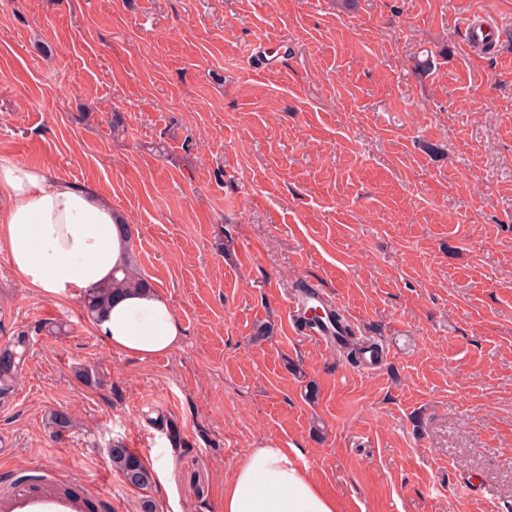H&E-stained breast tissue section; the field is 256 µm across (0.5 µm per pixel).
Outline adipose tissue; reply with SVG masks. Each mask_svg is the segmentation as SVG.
Listing matches in <instances>:
<instances>
[{
    "instance_id": "obj_1",
    "label": "adipose tissue",
    "mask_w": 512,
    "mask_h": 512,
    "mask_svg": "<svg viewBox=\"0 0 512 512\" xmlns=\"http://www.w3.org/2000/svg\"><path fill=\"white\" fill-rule=\"evenodd\" d=\"M8 212L0 244L20 280L49 297L76 298L107 283L130 240L120 212L93 183L45 166L0 160ZM113 349L142 361L176 350L184 327L170 300L151 289L126 292L94 324ZM223 512H337L336 500L273 441L251 449L224 482Z\"/></svg>"
}]
</instances>
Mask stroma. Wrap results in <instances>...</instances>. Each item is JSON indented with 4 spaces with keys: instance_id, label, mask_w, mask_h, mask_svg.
<instances>
[{
    "instance_id": "stroma-1",
    "label": "stroma",
    "mask_w": 512,
    "mask_h": 512,
    "mask_svg": "<svg viewBox=\"0 0 512 512\" xmlns=\"http://www.w3.org/2000/svg\"><path fill=\"white\" fill-rule=\"evenodd\" d=\"M476 12L510 23L484 52ZM0 159L102 187L185 328L113 350L0 247L1 485L43 463L127 512L119 443L158 512H222L275 441L339 512H512V0H0ZM303 285L379 364L297 328ZM504 24L501 19H496L489 25L483 14L470 15L465 23L467 30V48L470 51L490 43L496 34V31ZM112 467L119 471L126 484L138 490L148 489L154 482L153 472L129 448L116 444L110 451Z\"/></svg>"
}]
</instances>
